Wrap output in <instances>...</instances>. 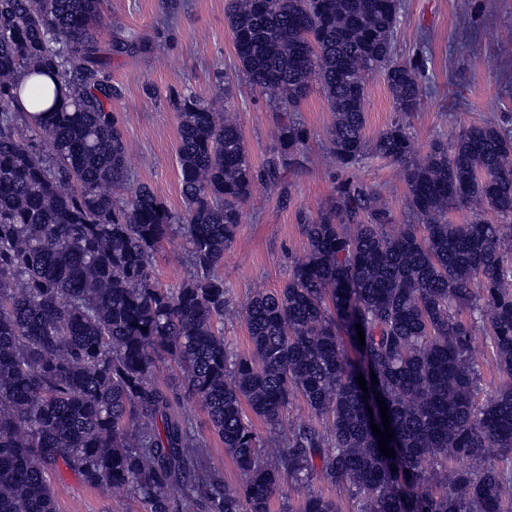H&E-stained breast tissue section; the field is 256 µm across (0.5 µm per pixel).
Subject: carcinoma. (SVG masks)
<instances>
[{
	"label": "carcinoma",
	"instance_id": "cac0c4a2",
	"mask_svg": "<svg viewBox=\"0 0 512 512\" xmlns=\"http://www.w3.org/2000/svg\"><path fill=\"white\" fill-rule=\"evenodd\" d=\"M401 9L402 0H227L240 70L277 112L279 149L253 164L226 98L175 94L177 214L148 185H130L98 46L102 0H0V512H57L51 475L63 471L136 496L145 512H270L284 477L316 475L365 495V512H512V471L497 465L512 461V257L504 225L448 223L457 206L512 216V135L472 125L453 152L438 142L417 154L408 119L422 104L424 61L395 57ZM375 73L399 117L370 143ZM25 75L60 81L63 102L21 111L24 92L50 100L44 84L21 85ZM315 85L333 112L336 167L368 149L400 163L424 231L393 224L370 185L340 180L329 209L300 219L308 252L288 284L247 301L251 349L233 355L218 270L256 186L303 166L307 131L291 113ZM20 120L34 138L17 133ZM177 232L194 274L160 288L152 255ZM475 321L488 324L506 378L481 405ZM357 324L363 371L343 345L345 335L358 341ZM160 361L176 367L180 392L152 381ZM297 396L325 428L302 422L287 447L264 446L246 412L276 429ZM379 397L392 457L370 428ZM181 399L207 413L241 473L238 491L207 469L174 410ZM450 459L460 462L451 474L429 471ZM302 512L342 508L310 494Z\"/></svg>",
	"mask_w": 512,
	"mask_h": 512
}]
</instances>
